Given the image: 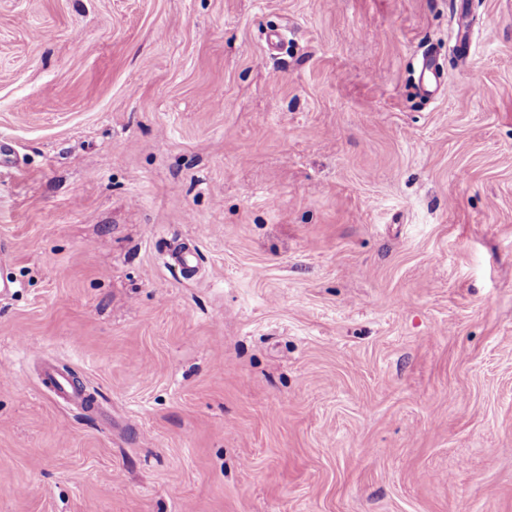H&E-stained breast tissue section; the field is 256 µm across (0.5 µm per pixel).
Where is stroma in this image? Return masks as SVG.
<instances>
[{
	"instance_id": "stroma-1",
	"label": "stroma",
	"mask_w": 512,
	"mask_h": 512,
	"mask_svg": "<svg viewBox=\"0 0 512 512\" xmlns=\"http://www.w3.org/2000/svg\"><path fill=\"white\" fill-rule=\"evenodd\" d=\"M1 137L0 512H512V0H0ZM416 91L429 100L441 92L448 93V97L453 94L452 86L444 79L438 61L431 53L423 55L420 59ZM43 382L49 384L56 394L68 404L82 409L91 410L87 394L83 387L70 376L60 372L56 367L48 365L43 371Z\"/></svg>"
}]
</instances>
